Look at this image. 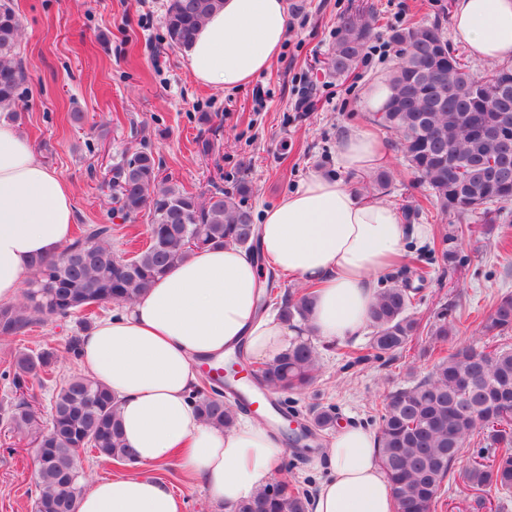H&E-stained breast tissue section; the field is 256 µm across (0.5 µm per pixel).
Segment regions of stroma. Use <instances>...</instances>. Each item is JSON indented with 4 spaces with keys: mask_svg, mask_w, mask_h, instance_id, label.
Returning <instances> with one entry per match:
<instances>
[{
    "mask_svg": "<svg viewBox=\"0 0 512 512\" xmlns=\"http://www.w3.org/2000/svg\"><path fill=\"white\" fill-rule=\"evenodd\" d=\"M20 18V57L27 81L18 91L17 120L38 160L74 189L76 221L109 224L112 246L122 251L132 236L144 233L148 217L126 221L112 213L106 186L112 167L124 154L152 152L163 174L189 191L247 183L242 203L261 215L294 190L311 172L338 171V145L353 127L375 131L387 156V189L372 196L396 207L423 202L425 190L408 169L397 134L376 129L364 95L385 76L399 49L392 28L414 21H440L450 47L468 57L454 41L453 0H288V38L268 73L239 91L197 83L180 48L167 44L162 24L166 0H13ZM365 5L376 16L364 57L351 75L339 77L322 65L336 39L340 15ZM308 107H301V99ZM80 120H73V113ZM218 135H211V127ZM212 139V154L198 143ZM431 238L407 245L405 261L380 281L408 284L418 291L416 315L434 319L447 309L457 331L454 347L482 342L481 322L498 297L512 292V221L479 236L451 238L454 221L428 214ZM458 253V265L434 262L426 281L415 274L414 258L439 242ZM81 333L77 319L47 320L22 338H0V512H33L36 498L35 452L11 431L6 408L12 385L3 371L16 350L55 348L59 378L81 373L68 352ZM370 330L344 341L315 338L319 370L305 392L288 397V413L306 422L310 407L334 405L338 424L358 423L375 430L386 395L427 375L436 360L428 338L414 340L391 360L349 362L350 352L365 348ZM283 459L292 468L288 481L311 489L326 475L321 457L332 437L318 433L308 449L292 445L270 421ZM183 501V512H224L204 486L187 478L178 460L153 467ZM435 512H512V497L480 498L463 483L442 489Z\"/></svg>",
    "mask_w": 512,
    "mask_h": 512,
    "instance_id": "obj_1",
    "label": "stroma"
}]
</instances>
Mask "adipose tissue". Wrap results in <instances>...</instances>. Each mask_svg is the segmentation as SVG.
<instances>
[{"label": "adipose tissue", "instance_id": "ef3b65f1", "mask_svg": "<svg viewBox=\"0 0 512 512\" xmlns=\"http://www.w3.org/2000/svg\"><path fill=\"white\" fill-rule=\"evenodd\" d=\"M454 36L475 64L512 59V0H455ZM287 32L286 0H224L186 49L202 85L245 88L268 72ZM340 175L313 173L259 224L262 260L227 244L198 251L136 302L102 317L79 338L81 366L118 400L123 437L139 473L97 480L78 512H182L174 491L149 467L179 456L183 471L233 512L269 480L282 450L263 425L243 419L228 430L204 421L189 395L198 359L223 360L246 344L273 359L293 331L278 314L260 313L264 269L314 286L312 333L328 341L355 337L368 323L381 275L398 265L408 241H426L428 224L403 223L392 205L366 199L343 176L384 161L377 137L346 134ZM70 183L34 156L9 113H0V304L14 303L39 255L72 240ZM378 439L360 425L337 431L325 452L328 475L311 512H397L377 459Z\"/></svg>", "mask_w": 512, "mask_h": 512}]
</instances>
